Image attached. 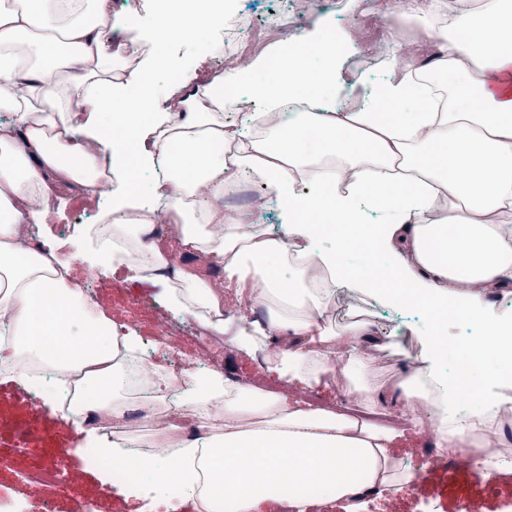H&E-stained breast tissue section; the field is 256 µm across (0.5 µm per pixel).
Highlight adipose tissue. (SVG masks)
Segmentation results:
<instances>
[{"instance_id":"1","label":"adipose tissue","mask_w":512,"mask_h":512,"mask_svg":"<svg viewBox=\"0 0 512 512\" xmlns=\"http://www.w3.org/2000/svg\"><path fill=\"white\" fill-rule=\"evenodd\" d=\"M214 3L196 0L175 23L160 20L152 44L223 25ZM111 12L112 0H0V112L12 115L0 121V327L12 337L0 357L42 362L59 387H75L81 405L118 418L129 412L124 369L136 359L134 337L119 335L53 247L23 246L64 190L98 194L109 175L119 182L112 221L85 234L101 266L159 282L171 308L245 353L283 337L289 348L271 365L287 380L331 377L367 408L386 387L401 388L410 412L433 407L439 447L477 448L491 469L511 471L496 449L512 425V384L500 381L494 357L512 349V311L491 299L512 288V0H434L408 36L387 14L386 77L371 87L344 80L335 49L359 31L304 35L306 53L279 72L240 71L242 101L260 118L250 135L225 121L209 80L186 95L170 87L156 105L144 74L163 57L107 45ZM461 27L463 40L455 35ZM308 122L322 128L321 139L301 136ZM107 125L109 141L101 136ZM173 142L184 149L176 163L166 154ZM245 175L265 186L256 208H275L283 236H271L250 211L224 206L226 190ZM327 224L341 233L325 245ZM160 226L194 265L172 268L171 250L155 240ZM211 263L223 267V279L201 273ZM231 284L265 308V322L225 320ZM340 289L410 302L425 314L455 306L457 322L474 331L463 349L486 363L479 403L457 415L439 324L420 333L405 377L378 382L383 346L367 319L337 323ZM47 336L67 352L48 350ZM158 384L218 421L193 440L173 425L150 432L178 449L174 477L209 512L299 503L312 488L353 502L413 479L391 450L394 432L356 416L292 403L219 372L185 381L162 374Z\"/></svg>"}]
</instances>
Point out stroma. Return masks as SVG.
<instances>
[{"label": "stroma", "mask_w": 512, "mask_h": 512, "mask_svg": "<svg viewBox=\"0 0 512 512\" xmlns=\"http://www.w3.org/2000/svg\"><path fill=\"white\" fill-rule=\"evenodd\" d=\"M381 0H360L357 10H350L348 0L324 8L319 0H298L296 23L287 29H274L262 41L271 54H278L284 40L294 38L319 21L335 22L338 29L359 27L368 33L378 32L371 9ZM164 66L157 76L158 87L184 84L190 73L222 75L230 60L225 51L215 49L209 33L168 43L164 50ZM107 196H91L64 191L59 211L36 229L38 239L60 243L59 256L73 260L79 279L91 282V299L112 318L123 333L136 336L145 343L147 360L153 366L179 372L192 362L196 346L192 334H185L177 348H168L157 335L163 316L173 323L185 322L182 313L169 314L159 286L149 281L129 279L125 269L102 270L91 277L89 262L77 261L84 240L81 227L93 223L97 214L111 208ZM370 320L378 339L399 344L388 366L380 368L382 377L402 374L412 352L420 345L414 332L416 319L402 307L380 304ZM221 371L225 378L244 383H259L263 390L288 393L297 399L299 393L310 395L315 406L335 409L339 388L331 381L304 387L288 386L277 374L266 368L263 352L249 357L232 344H225ZM100 436L92 428L64 419L54 401L36 397L18 379L0 375V494H5L15 476L25 470L54 467L69 478L67 491L55 485L36 486L31 500L33 512L42 501H50L54 512H81L84 499H94L98 512H197L188 495L177 500L159 501L156 496L130 494L125 486L110 482L104 471L88 465L85 451L96 446ZM393 451L413 474V481L402 491L369 495L360 500L357 512H458L467 506L469 512H507L512 507V471L493 472L481 464H465L464 452L448 453L432 450L423 425H407L400 429Z\"/></svg>", "instance_id": "obj_1"}]
</instances>
